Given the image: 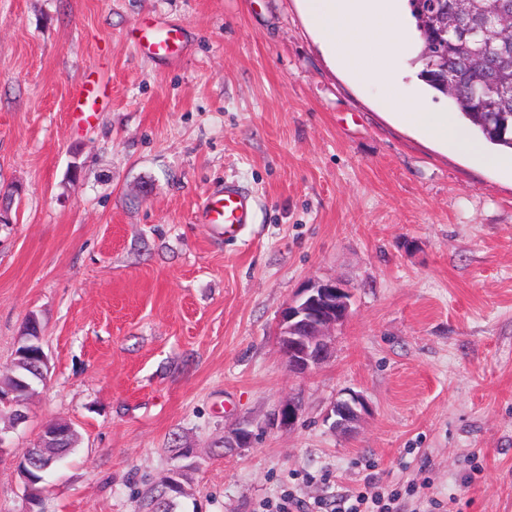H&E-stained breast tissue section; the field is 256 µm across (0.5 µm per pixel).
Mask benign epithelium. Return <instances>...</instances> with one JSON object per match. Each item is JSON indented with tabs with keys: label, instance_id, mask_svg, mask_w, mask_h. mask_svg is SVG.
Wrapping results in <instances>:
<instances>
[{
	"label": "benign epithelium",
	"instance_id": "benign-epithelium-1",
	"mask_svg": "<svg viewBox=\"0 0 512 512\" xmlns=\"http://www.w3.org/2000/svg\"><path fill=\"white\" fill-rule=\"evenodd\" d=\"M350 309V294L341 284L329 281H317L301 289L294 299L288 302L279 315L277 346L286 361L288 370L296 374H305L321 365L329 355L326 336L329 330L342 323ZM15 355L29 360L30 370L38 377H47L48 357L43 348V330L38 319L31 315L27 318L18 339ZM29 386L21 380L9 386L0 387V405L12 408L13 421L21 424L28 420V403L25 397ZM366 403L359 394L336 402L326 419L332 420L331 427L345 428L357 420L365 411ZM300 416L298 399L293 398L282 403L269 419V425L290 428ZM256 439L254 431L247 425H239L224 436V447L247 448ZM67 442V432L58 425L44 427L38 439L42 448H59ZM49 468L53 460L33 454L32 449L25 450L19 468L24 477L26 502L36 506L47 488L34 489L27 479L26 468L33 464Z\"/></svg>",
	"mask_w": 512,
	"mask_h": 512
}]
</instances>
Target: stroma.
I'll use <instances>...</instances> for the list:
<instances>
[{"label": "stroma", "instance_id": "1", "mask_svg": "<svg viewBox=\"0 0 512 512\" xmlns=\"http://www.w3.org/2000/svg\"><path fill=\"white\" fill-rule=\"evenodd\" d=\"M177 61L144 54L150 22ZM412 50L399 89L422 107ZM111 95L70 115L89 71ZM233 182L254 222L198 217ZM0 374L28 316L48 380L0 411V512H24L18 462L51 421L78 449L42 512H148L184 464L175 512H266L392 485L400 512H512V173L435 143L321 46L299 0H0ZM333 280L350 311L327 361L289 373L276 342L301 288ZM357 393L351 430L326 415ZM298 398L289 429L270 413ZM250 424V448H221ZM192 454L177 461L176 446ZM154 33L152 38L147 39L146 48L149 54L176 59L181 42L180 31L172 25L160 22L155 26Z\"/></svg>", "mask_w": 512, "mask_h": 512}]
</instances>
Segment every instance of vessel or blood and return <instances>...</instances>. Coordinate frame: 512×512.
Segmentation results:
<instances>
[{
	"label": "vessel or blood",
	"mask_w": 512,
	"mask_h": 512,
	"mask_svg": "<svg viewBox=\"0 0 512 512\" xmlns=\"http://www.w3.org/2000/svg\"><path fill=\"white\" fill-rule=\"evenodd\" d=\"M181 34L167 24H157L154 35L148 39L146 48L149 54L168 59L177 58ZM106 84L90 79L79 86L72 99V116L75 122H87L93 117L94 106L100 97L105 96ZM252 199L231 183L209 193L202 204L200 218L209 224L214 233L227 238L238 237L246 224L251 221Z\"/></svg>",
	"instance_id": "vessel-or-blood-1"
}]
</instances>
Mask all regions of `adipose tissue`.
Listing matches in <instances>:
<instances>
[{"mask_svg": "<svg viewBox=\"0 0 512 512\" xmlns=\"http://www.w3.org/2000/svg\"><path fill=\"white\" fill-rule=\"evenodd\" d=\"M303 12L316 27L324 49L357 78L377 76L390 92L392 110L406 123L434 141L451 143L463 154L484 156L498 164L497 156L469 136L444 112H429L393 87L395 51L405 35V14L400 0H300Z\"/></svg>", "mask_w": 512, "mask_h": 512, "instance_id": "1", "label": "adipose tissue"}]
</instances>
